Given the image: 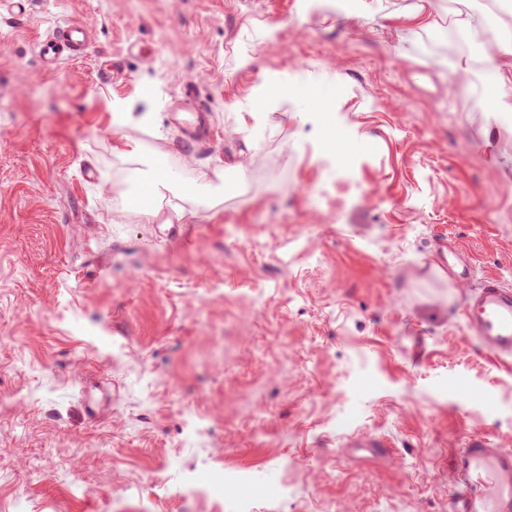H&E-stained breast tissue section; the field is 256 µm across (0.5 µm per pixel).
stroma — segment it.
<instances>
[{
    "label": "stroma",
    "mask_w": 512,
    "mask_h": 512,
    "mask_svg": "<svg viewBox=\"0 0 512 512\" xmlns=\"http://www.w3.org/2000/svg\"><path fill=\"white\" fill-rule=\"evenodd\" d=\"M418 2L0 10V512H450L458 430L512 447V360L462 326L512 285V117L434 50L512 0H431L436 29ZM65 21L88 46L47 69ZM271 83L324 95L241 128ZM188 87L209 139L170 120ZM120 139L179 181L223 167V202L125 210ZM451 25H453L459 34L473 38L482 29L483 21L479 15L459 10L452 19ZM461 35L455 38V42L463 47L470 44Z\"/></svg>",
    "instance_id": "1"
}]
</instances>
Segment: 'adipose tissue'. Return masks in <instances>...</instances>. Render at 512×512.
I'll use <instances>...</instances> for the list:
<instances>
[{"label":"adipose tissue","mask_w":512,"mask_h":512,"mask_svg":"<svg viewBox=\"0 0 512 512\" xmlns=\"http://www.w3.org/2000/svg\"><path fill=\"white\" fill-rule=\"evenodd\" d=\"M501 51L505 62L491 65L494 94L489 98L485 109L494 116H512V44L504 43ZM224 191V171L220 168H203L197 171L192 180L176 184L168 167L153 162L137 173V189L129 200L128 207L148 217L157 216L161 203L172 199L171 209L176 217H183L182 200L201 196L213 197Z\"/></svg>","instance_id":"adipose-tissue-1"}]
</instances>
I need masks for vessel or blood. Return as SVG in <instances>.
I'll list each match as a JSON object with an SVG mask.
<instances>
[{"label": "vessel or blood", "mask_w": 512, "mask_h": 512, "mask_svg": "<svg viewBox=\"0 0 512 512\" xmlns=\"http://www.w3.org/2000/svg\"><path fill=\"white\" fill-rule=\"evenodd\" d=\"M88 30L79 22L60 25L39 46L46 63L85 49ZM463 327L481 350L496 359L512 357V289L487 278L463 307ZM451 512H512V448H496L487 435L464 433L448 469Z\"/></svg>", "instance_id": "obj_1"}]
</instances>
